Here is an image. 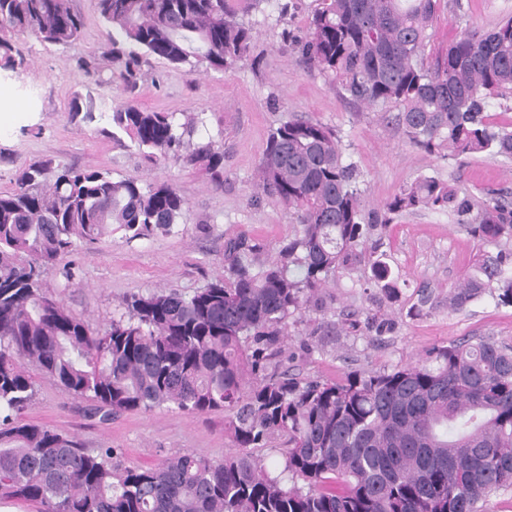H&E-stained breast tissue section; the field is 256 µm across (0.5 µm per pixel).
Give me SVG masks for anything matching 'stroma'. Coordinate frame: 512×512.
Returning <instances> with one entry per match:
<instances>
[{
    "label": "stroma",
    "mask_w": 512,
    "mask_h": 512,
    "mask_svg": "<svg viewBox=\"0 0 512 512\" xmlns=\"http://www.w3.org/2000/svg\"><path fill=\"white\" fill-rule=\"evenodd\" d=\"M83 19L79 39L67 47L25 38L15 44L16 71L1 76L21 102L13 120L0 126V191L13 188L16 172L34 160L98 170L119 179L150 183L169 180L185 200V233L127 240L116 233L65 257L43 274L47 294L97 328L134 294L177 289L192 292L224 275V240L245 233L275 257L294 226L287 210L271 198L253 200L259 161L269 133L293 118L322 122L335 130L347 155L365 174L363 209L371 214L422 175L484 199L512 194V161L487 155L440 156L408 143L383 118L381 107L350 103L335 82L307 68L298 41L304 37L316 0H264L261 10L240 12L252 27L250 56L236 69L200 65L174 67L158 58L142 65L136 87L110 79L109 62L98 53L107 30L94 0H70ZM512 16V0H441L431 55L445 51L464 26L484 30ZM94 60L102 81L87 76ZM92 101V118L72 115L73 100ZM124 100L157 112L198 113L204 124L195 141H216L224 150L222 184L209 173L173 159H145L130 140L112 138L111 113ZM370 246L384 253L398 275L399 296L389 301L371 288L367 269L337 278L322 289L323 309L292 329L281 367L300 380L338 381L353 370L390 369L428 359L432 349L471 336L512 344V307L483 297L461 312L449 311L448 291L462 277L481 244L454 217L428 209L406 212ZM72 279H65V271ZM440 304L423 317H410L421 289ZM377 314L366 325L369 314ZM357 334L340 332L348 317ZM35 396L22 417L77 439L84 448H116L125 465H151L192 452L209 459L232 453L223 412L189 414L175 409L127 412L110 419L92 413L83 399L53 379L33 372Z\"/></svg>",
    "instance_id": "1"
}]
</instances>
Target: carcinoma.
Segmentation results:
<instances>
[{"label":"carcinoma","mask_w":512,"mask_h":512,"mask_svg":"<svg viewBox=\"0 0 512 512\" xmlns=\"http://www.w3.org/2000/svg\"><path fill=\"white\" fill-rule=\"evenodd\" d=\"M441 0H321L302 58L346 97L397 110L385 119L412 145L445 156L512 160V121L487 112L512 98V16L462 29L429 61ZM112 29L102 55L133 88L142 57L230 70L248 57L251 26L229 0H96ZM83 20L69 0H0V67L14 70L12 39L56 46ZM112 127L147 159L185 158L220 181L224 153L192 138L202 118L126 100ZM260 195L295 224L274 260L244 234L224 240V277L192 294H135L105 330L43 291L45 269L114 231L130 240L181 232L184 200L168 182L115 180L38 160L0 191V499L40 512H481L512 489V345L487 336L436 347L425 362L352 371L340 382L282 376L276 359L290 324L321 309L320 289L365 261L362 246L391 215L446 211L483 251L448 293L456 312L489 294L512 306V201L477 200L422 176L365 217L362 174L336 132L312 119L274 129L259 164ZM372 287L392 301L387 262ZM34 366L105 417L157 408L224 412L233 454L193 453L125 466L53 429L24 423ZM280 440L278 471L254 453Z\"/></svg>","instance_id":"obj_1"}]
</instances>
